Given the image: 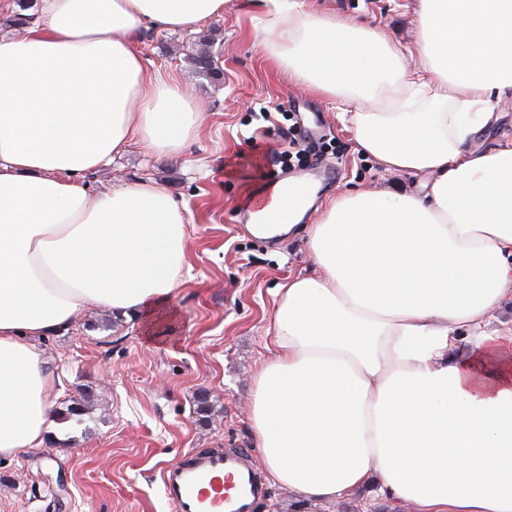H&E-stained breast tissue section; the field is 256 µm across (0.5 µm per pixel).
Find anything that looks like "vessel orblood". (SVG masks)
<instances>
[{
	"label": "vessel or blood",
	"instance_id": "obj_1",
	"mask_svg": "<svg viewBox=\"0 0 512 512\" xmlns=\"http://www.w3.org/2000/svg\"><path fill=\"white\" fill-rule=\"evenodd\" d=\"M162 482L175 512H254L266 495L244 452L193 457L164 471Z\"/></svg>",
	"mask_w": 512,
	"mask_h": 512
}]
</instances>
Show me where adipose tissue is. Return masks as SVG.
<instances>
[{
	"mask_svg": "<svg viewBox=\"0 0 512 512\" xmlns=\"http://www.w3.org/2000/svg\"><path fill=\"white\" fill-rule=\"evenodd\" d=\"M227 0H41L0 31V457L44 446L56 377L44 341L88 309L171 312L188 208L149 179L91 187L138 145L176 155L203 120L192 88L147 75L150 30H193ZM255 29L296 80L365 102L359 148L421 190L312 197L275 187L254 236L304 227L313 273L277 285L251 430L269 477L309 501L373 488L416 512H512V143L474 135L512 90V0H418L414 47L261 0ZM17 1L18 0H14L15 7H14L13 11L11 13L4 14L3 17H1L0 20H1V26H3L4 29L10 28L12 33L21 35L26 30V28H15V27H12V26H10L8 24L7 20L10 19L9 21L11 22V24H13L15 26H23V25L29 24L30 21L32 19H34V16L33 15H27V14H34V13H36L38 11V9H39L40 1L39 0H32L33 1V6L32 7L29 4H25V3H20V5L18 6V2ZM29 7H31V8H29ZM15 12H16V14H15ZM17 12H21V13H17ZM22 13H26V14H22ZM11 16H13V19H11L12 18Z\"/></svg>",
	"mask_w": 512,
	"mask_h": 512,
	"instance_id": "adipose-tissue-1",
	"label": "adipose tissue"
}]
</instances>
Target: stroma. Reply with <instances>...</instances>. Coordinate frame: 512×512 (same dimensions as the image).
<instances>
[{
    "label": "stroma",
    "instance_id": "35a3bbf8",
    "mask_svg": "<svg viewBox=\"0 0 512 512\" xmlns=\"http://www.w3.org/2000/svg\"><path fill=\"white\" fill-rule=\"evenodd\" d=\"M338 19L386 30L406 47L417 39L415 0H321ZM256 0H229L223 18L198 29L151 31L140 42L147 73L166 70L188 83L206 121L176 156L137 146L92 174V186L149 179L189 209V277L176 294L173 316L145 333L142 323L98 308L70 332L50 337L46 354L63 389L55 412L82 404V423L63 420L43 448L0 458V512H174L161 474L194 454L248 449L267 484L256 512H414L359 492L337 502L308 503L271 483L250 432L257 366L267 359L274 290L312 271L304 235L274 243L254 237L243 216L247 195L266 180L239 163L242 143L256 137L266 151L288 147L290 116L319 117L328 130L313 163L335 166L338 177L317 195L325 201L350 190L419 189L426 177L386 173L357 148L341 113L346 102L299 87L266 56L251 21ZM212 46L213 80L196 74L190 55ZM207 396L211 411L199 410Z\"/></svg>",
    "mask_w": 512,
    "mask_h": 512
}]
</instances>
